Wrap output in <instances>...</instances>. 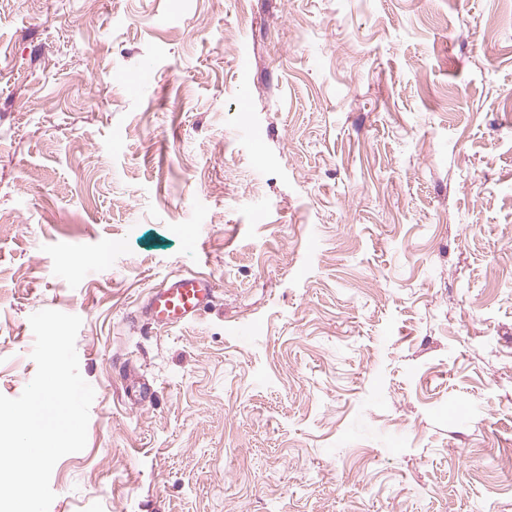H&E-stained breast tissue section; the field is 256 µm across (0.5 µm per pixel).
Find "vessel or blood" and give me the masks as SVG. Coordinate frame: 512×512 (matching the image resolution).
Instances as JSON below:
<instances>
[{
    "label": "vessel or blood",
    "mask_w": 512,
    "mask_h": 512,
    "mask_svg": "<svg viewBox=\"0 0 512 512\" xmlns=\"http://www.w3.org/2000/svg\"><path fill=\"white\" fill-rule=\"evenodd\" d=\"M218 290L214 277L180 274L154 287L142 312L147 323L154 326L184 325L208 312Z\"/></svg>",
    "instance_id": "obj_1"
}]
</instances>
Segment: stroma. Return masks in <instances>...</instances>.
Listing matches in <instances>:
<instances>
[{
    "instance_id": "35a3bbf8",
    "label": "stroma",
    "mask_w": 512,
    "mask_h": 512,
    "mask_svg": "<svg viewBox=\"0 0 512 512\" xmlns=\"http://www.w3.org/2000/svg\"><path fill=\"white\" fill-rule=\"evenodd\" d=\"M510 98L512 0H0V394L45 309L95 391L49 512H512ZM219 284L203 274H180L153 287L142 307L147 324L175 327L202 317L212 307Z\"/></svg>"
}]
</instances>
